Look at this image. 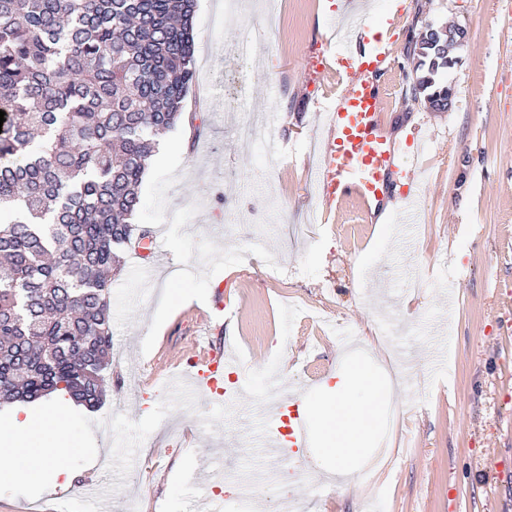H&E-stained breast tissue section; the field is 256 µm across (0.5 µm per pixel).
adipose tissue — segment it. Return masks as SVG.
Segmentation results:
<instances>
[{
    "label": "adipose tissue",
    "mask_w": 512,
    "mask_h": 512,
    "mask_svg": "<svg viewBox=\"0 0 512 512\" xmlns=\"http://www.w3.org/2000/svg\"><path fill=\"white\" fill-rule=\"evenodd\" d=\"M396 377L379 382L359 365H350L337 375L332 387L335 397L319 410L323 451L341 474H354V462L367 437L377 426L378 399L382 386H395Z\"/></svg>",
    "instance_id": "obj_1"
}]
</instances>
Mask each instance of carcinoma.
I'll return each instance as SVG.
<instances>
[{"mask_svg": "<svg viewBox=\"0 0 512 512\" xmlns=\"http://www.w3.org/2000/svg\"><path fill=\"white\" fill-rule=\"evenodd\" d=\"M196 0H0V403L94 409L112 275L159 135L194 78ZM412 95L448 107V57L413 44Z\"/></svg>", "mask_w": 512, "mask_h": 512, "instance_id": "1", "label": "carcinoma"}]
</instances>
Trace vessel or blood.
Here are the masks:
<instances>
[{
	"instance_id": "obj_1",
	"label": "vessel or blood",
	"mask_w": 512,
	"mask_h": 512,
	"mask_svg": "<svg viewBox=\"0 0 512 512\" xmlns=\"http://www.w3.org/2000/svg\"><path fill=\"white\" fill-rule=\"evenodd\" d=\"M365 26V18L360 17L336 33V62L344 67L347 80L335 107L324 115L328 135L322 142L315 185L325 209L339 208L353 197L379 214L386 208L387 182L396 170L399 146L382 124L375 82L391 65L388 34L377 33L366 50L346 49ZM235 366L223 352L209 351L198 358L188 384L197 391L213 388L215 372ZM268 394L276 402L265 421V445L289 464L300 465L310 446L311 422L298 397L281 394L277 379H270Z\"/></svg>"
}]
</instances>
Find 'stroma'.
I'll return each mask as SVG.
<instances>
[{
  "instance_id": "1",
  "label": "stroma",
  "mask_w": 512,
  "mask_h": 512,
  "mask_svg": "<svg viewBox=\"0 0 512 512\" xmlns=\"http://www.w3.org/2000/svg\"><path fill=\"white\" fill-rule=\"evenodd\" d=\"M391 35L395 62L379 78L381 111L396 140L414 135L422 170L405 235L375 231L354 201L322 223L311 174L327 133L319 63L351 0H198L195 73L181 122L161 139L141 185L135 230L159 251L126 246L112 279V362L92 412L99 455L112 438L101 419L139 420L145 395L213 342L235 353L254 386L226 402L199 394L142 444L105 512H193L215 486L233 488L229 512H501L475 466L512 469V0H404ZM466 29L450 48V109L411 94L412 38L425 26ZM273 125L251 143L246 117ZM148 276H133L136 265ZM371 326L379 340L358 362L393 356L404 378L381 410L376 440L392 464L372 482L339 487L310 449L295 489L274 488L282 462L260 441L255 406L269 373L300 392L311 371H345L346 351L325 321ZM115 483L80 468L40 498L42 512L76 486Z\"/></svg>"
}]
</instances>
